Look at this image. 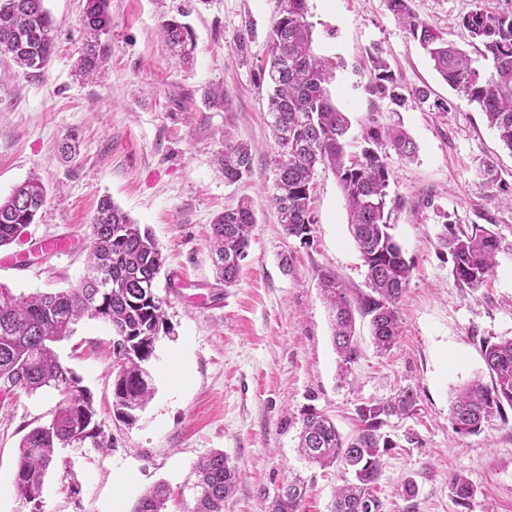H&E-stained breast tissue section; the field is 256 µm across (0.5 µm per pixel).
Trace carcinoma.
Instances as JSON below:
<instances>
[{
  "label": "carcinoma",
  "instance_id": "obj_1",
  "mask_svg": "<svg viewBox=\"0 0 512 512\" xmlns=\"http://www.w3.org/2000/svg\"><path fill=\"white\" fill-rule=\"evenodd\" d=\"M387 10L409 38L429 56L442 80L459 98L477 106L502 144L512 152V11L491 10L485 0L463 15L459 26L469 44L491 67L485 71L448 34L420 21L410 0H384ZM308 0H279L268 34L269 57L259 72L267 83V110L277 150L276 178L271 203L284 233L307 240L312 231V191L317 168L334 170L343 190L348 228L367 268L370 292L351 302L335 273L320 274V290L328 303L332 343L340 374L351 372L359 358L355 337L356 317L369 321L373 344L385 353L400 337L398 302L411 276L410 265L394 238L392 216L403 202L390 195L392 170L389 157L415 159L418 146L396 121L373 118L362 129L361 153H347L350 122L333 103L328 85L338 63L315 53L312 24L307 19ZM109 0H85L81 26L83 47L76 70L88 77L100 67L104 46L101 36L111 26ZM54 21L44 0H0V48L9 52L24 73L43 70L55 49ZM161 34L174 54L190 62L195 41L189 26L177 17L164 21ZM357 68L367 77L365 90L375 101L388 104L395 114L430 98L426 87L410 88L396 75L383 52L365 50ZM251 148L224 137L221 163L224 180L240 181L252 167ZM479 176L494 206L512 207V187L502 179L491 160L479 163ZM46 203V189L32 176L0 198V247L18 240L28 224L36 223ZM438 235L452 263V275L461 287L476 289L497 265L499 240L488 228L495 223L491 211L478 218L485 224H455L443 214ZM257 224L253 202L246 198L219 214L211 227V259L224 287L240 281L250 237ZM164 265L152 232L134 223L114 202L102 198L92 218L89 268L80 284L58 292L24 297L0 285V394L34 393L43 387L58 391L61 399L50 422L27 432L19 444L13 476L18 496L38 505L44 479L54 464V451L71 442L93 440L109 448L90 391L62 364L51 345L70 335L72 326L86 316L112 329V354L117 365L113 389L115 417L128 425L145 408L153 390L145 368L164 325V301L155 283ZM483 358L491 384L475 379L456 392L450 407L455 433L478 434L495 418L505 420L512 409V337L484 341ZM417 394L399 390L385 401L356 408V430L344 436L326 413L309 406L302 413L300 455L310 464H338L351 480L336 490L332 512H382L373 490L384 458L400 447L385 427L394 417L405 419L417 411ZM191 512H224L233 495L238 471L222 451L210 452L195 464ZM450 492L465 503L473 487L462 475L450 478ZM307 485L295 475L279 488L269 512H303ZM170 490L164 483L147 490L133 512H168Z\"/></svg>",
  "mask_w": 512,
  "mask_h": 512
}]
</instances>
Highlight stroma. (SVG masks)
<instances>
[{
    "instance_id": "35a3bbf8",
    "label": "stroma",
    "mask_w": 512,
    "mask_h": 512,
    "mask_svg": "<svg viewBox=\"0 0 512 512\" xmlns=\"http://www.w3.org/2000/svg\"><path fill=\"white\" fill-rule=\"evenodd\" d=\"M83 5L45 0L56 48L40 74H23L0 49V198L32 175L47 188L36 223L0 248V285L30 294L78 284L91 220L107 196L149 227L162 250L156 293L165 301V325L146 364L154 396L131 425L113 412L109 325L83 319L55 345L60 361L90 390L96 420L113 445L97 448L88 440L56 448L40 512H109L115 499L132 512L160 482L172 491L171 512H182L193 503L196 461L214 450L241 473L224 512H261L292 472L308 485L304 512H331L344 475L299 456L303 409L327 412L346 434L358 405L408 387L418 394V412L392 421L389 432L399 437L409 430L418 441L384 459L377 484L384 512H512V410L466 436L449 419L456 389L487 374L483 341L512 337V209L493 210L497 266L477 289L456 286L438 244L442 214L470 224L489 206L476 174L480 160L494 161L512 182V151L482 112L441 80L384 0H309L315 50L340 63L329 90L351 120V138L360 137L372 107L355 68L370 47L383 51L408 86H429L433 99L456 104L446 114L426 106L401 114L419 146L415 161L389 159L390 192L405 200L393 215V235L412 267L399 303L403 333L380 355L367 322L358 321L360 356L343 378L319 275L332 271L353 296L367 284L336 175L323 169L315 176L307 240L284 234L267 199L276 149L258 73L278 0H109L112 27L101 38L104 59L90 79L75 72ZM411 7L467 46L458 21L472 0H412ZM179 14L195 37L189 64L159 35L162 22ZM244 32L250 39L243 57L235 40ZM216 86L226 90L229 110L205 104V91ZM228 134L253 150L251 172L234 184L225 183L221 165ZM67 139L76 146L68 158L59 152ZM426 191L434 209H414ZM243 197L253 199L258 223L240 281L227 288L216 279L207 239L214 217ZM56 237L75 240L76 249L63 256L42 252V242ZM58 401L51 388L0 398V512H29L11 483L18 445L51 419ZM455 474L474 488L467 504L448 489ZM409 479L418 493L406 500L396 490Z\"/></svg>"
}]
</instances>
